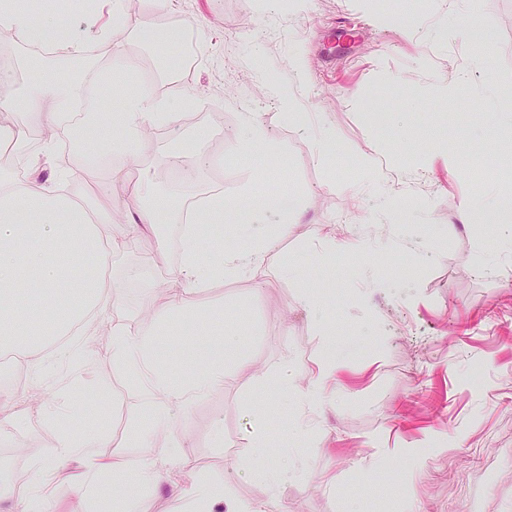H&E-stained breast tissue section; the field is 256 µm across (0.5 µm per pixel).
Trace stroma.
Here are the masks:
<instances>
[{
    "label": "stroma",
    "mask_w": 512,
    "mask_h": 512,
    "mask_svg": "<svg viewBox=\"0 0 512 512\" xmlns=\"http://www.w3.org/2000/svg\"><path fill=\"white\" fill-rule=\"evenodd\" d=\"M129 2L146 22L141 30L114 26L103 10L78 14L76 35L92 44L111 28L114 50L135 57L141 85L166 83L156 68L164 23L195 34L199 55L191 80L165 94L181 125L150 126L153 138L139 145L130 180L185 203L193 192L170 179L173 160L192 153L191 115L214 111L225 126L224 167L211 177L222 182L226 201L245 203L276 182L303 199L298 223L283 237L278 217L246 224L225 211L213 242L230 238L241 247L263 234L276 246L256 276L228 277L193 295L204 314L198 333L188 347L167 340L176 353L161 355L162 367L187 374L220 355L232 371L223 387L174 413L159 445L184 442L198 471L227 492L260 503L274 497L288 512H473L477 501L484 512H512V278L476 267L486 252L512 267L508 229L457 219L463 200L489 187L500 199L512 187V127L484 109L491 100L512 113V0H291L286 14L278 0H172L161 11L154 0ZM474 27L493 35L490 53L471 43ZM0 56L27 63L17 76L24 85L39 83L46 69L68 78L65 57L21 38L0 40ZM298 56L308 68L302 83L291 66ZM462 70L468 82L441 97V81ZM274 81L314 125L335 130L336 154L319 159L311 140L288 129L270 95ZM244 105L261 115L262 148L238 137ZM67 139L61 129L32 141L39 179L91 209L110 208L100 190L109 163L85 171ZM435 141L447 142L460 174L449 176L443 159H430ZM364 155L395 165L380 181L359 166ZM64 170L74 179L61 181ZM353 237L358 249H333V241ZM179 262L176 233L112 255L106 276L119 299L69 336L90 353L89 390L63 407L56 425H41L35 411L67 382L68 366L52 361L54 346L42 350L47 367L36 377L0 356V480L14 503L65 425L119 428L101 454L130 468L137 447L124 434L131 414L151 399L114 371L112 330L159 331ZM305 291L320 298V316L299 305ZM234 331L240 339L218 350L215 340ZM328 358L342 370L323 392L311 432L289 440L311 371ZM285 365L298 373L286 396L271 383ZM262 400L272 406L274 457L299 470L274 490L248 474L258 457L246 435ZM102 481L81 466L61 473L53 512H102L99 496L81 492Z\"/></svg>",
    "instance_id": "obj_1"
}]
</instances>
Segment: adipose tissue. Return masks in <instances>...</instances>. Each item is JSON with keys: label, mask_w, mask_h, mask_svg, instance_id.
<instances>
[{"label": "adipose tissue", "mask_w": 512, "mask_h": 512, "mask_svg": "<svg viewBox=\"0 0 512 512\" xmlns=\"http://www.w3.org/2000/svg\"><path fill=\"white\" fill-rule=\"evenodd\" d=\"M68 12L34 15L23 0H0V28L22 34L30 43L55 39L57 54L83 55L86 44L68 36ZM78 87L47 75L23 92L20 99L0 101V110L9 112L8 122L0 124V149L23 160L34 133L61 125L77 98ZM275 94L285 111L291 129L312 136L318 157H327L334 142L332 131H313L307 117L298 111L295 100L284 88ZM178 123L179 113L170 109L166 99L150 88L138 96L126 98L119 122L127 138H138L153 122ZM137 161L129 150H120L110 176L103 187L114 210L125 213L121 236H114L113 212L90 217L86 206L70 196L58 194L35 177L24 181L0 179V348L21 355L31 354L32 368H39L35 355L45 337L69 335L80 326L89 312L101 310L118 291L106 277V260L124 250L128 243L140 242L148 230L160 222L158 202L147 201L146 185H130L128 169ZM140 198L135 212H127L129 196ZM224 214L223 194L204 197L186 225L181 242L182 259L172 272L174 287L165 317L184 318L194 312L193 294L224 277L256 274L264 265L271 243L252 239L248 250H218L204 253L200 237L206 225ZM157 339L128 326L115 328L112 359L115 368L128 372L133 383H145L154 399L146 411L150 423L139 437V462L121 484L126 495L121 512H137L139 497L169 485L188 506V512H268L261 503L228 495L223 484L196 476V462L181 443L157 446L156 434L168 425L173 411L186 408L195 399L223 386V361L211 362L192 375H170L158 367ZM108 433L94 425L79 426L58 433L53 445L36 461L29 478L28 497L20 512H50L49 483L68 463L78 461L96 473L112 472L110 459L101 449L110 447ZM191 474V482L171 481L173 470Z\"/></svg>", "instance_id": "ef3b65f1"}]
</instances>
